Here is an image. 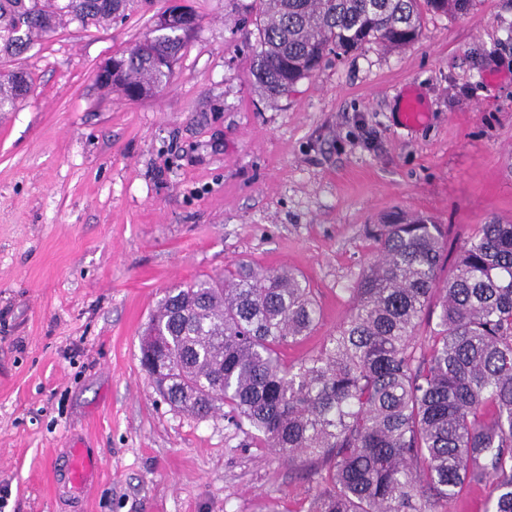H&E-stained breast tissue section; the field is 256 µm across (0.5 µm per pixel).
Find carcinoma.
Returning a JSON list of instances; mask_svg holds the SVG:
<instances>
[{
    "mask_svg": "<svg viewBox=\"0 0 512 512\" xmlns=\"http://www.w3.org/2000/svg\"><path fill=\"white\" fill-rule=\"evenodd\" d=\"M135 0H0V58L76 23L104 25ZM251 75L279 99L326 57L367 43L402 48L429 15L464 17L475 0H257ZM168 24L112 57L98 83L132 101L169 84L199 16ZM0 71V112L30 91ZM375 258L349 289L351 309L296 365L288 345L320 308L291 270L240 264L166 291L143 331L141 365L173 410L228 409L255 442L314 467L307 512H439L472 484L489 512H512V224H479L448 262V226L394 212L365 228Z\"/></svg>",
    "mask_w": 512,
    "mask_h": 512,
    "instance_id": "cac0c4a2",
    "label": "carcinoma"
}]
</instances>
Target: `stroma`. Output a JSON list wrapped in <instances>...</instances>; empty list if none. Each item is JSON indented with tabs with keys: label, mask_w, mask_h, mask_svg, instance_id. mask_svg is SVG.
Here are the masks:
<instances>
[{
	"label": "stroma",
	"mask_w": 512,
	"mask_h": 512,
	"mask_svg": "<svg viewBox=\"0 0 512 512\" xmlns=\"http://www.w3.org/2000/svg\"><path fill=\"white\" fill-rule=\"evenodd\" d=\"M164 4L71 24L12 63L33 90L0 112V512H306L307 464L223 413L172 410L142 370L167 289L241 261L302 273L321 319L284 350L294 365L347 317L367 225L428 215L456 250L512 222V0L329 57L275 101L251 75L255 0H191L200 25L168 86L102 90L99 67ZM408 85L428 111L413 128ZM76 443L101 460L80 492Z\"/></svg>",
	"instance_id": "1"
}]
</instances>
